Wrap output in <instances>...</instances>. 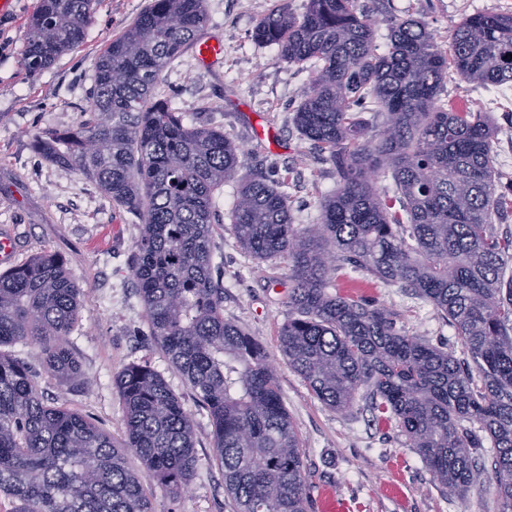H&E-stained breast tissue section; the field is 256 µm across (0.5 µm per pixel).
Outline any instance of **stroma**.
Masks as SVG:
<instances>
[{"mask_svg":"<svg viewBox=\"0 0 512 512\" xmlns=\"http://www.w3.org/2000/svg\"><path fill=\"white\" fill-rule=\"evenodd\" d=\"M38 0H17L14 14L0 15V230L11 234L19 262L46 252L60 254L80 284V314L68 341L81 362L82 379L51 378L41 350L8 346L24 359L48 402L92 417L113 436L123 431V404L113 376L132 362L148 363L191 415L199 469L187 490L171 494L152 487V512H234L215 459L211 422L183 376L151 335L129 267L139 225L75 171L47 161L32 148L34 136L76 126L89 105L91 64L112 36L122 32L149 0H101L97 21L77 51L49 68L28 74L22 59L27 23ZM272 0H206V32L224 39V58L200 66L194 53L167 71L180 90L179 107L193 112L217 105L216 122L242 145L244 168L282 176L291 215L314 223L319 202L337 187L336 170L303 140L293 114L308 86V72L287 66L276 49L258 48L250 34ZM374 22L378 44L389 23L413 16L428 24L438 48L464 16L512 13V0H358ZM449 103L489 115L500 185L512 184V102L502 89L449 75L442 91ZM214 275L224 285V318L261 342L276 367L283 403L302 446L310 490L330 487L347 512H498L492 483L495 451L475 449L479 470L466 492L443 491L420 462L395 422L373 419L364 401L348 412L322 404L278 348V329L288 318L291 287L287 262H259L239 244L231 224L216 225ZM340 294H360L394 315L402 333L416 336L457 360L469 358L455 331L424 298L366 272L348 271L336 281Z\"/></svg>","mask_w":512,"mask_h":512,"instance_id":"1","label":"stroma"}]
</instances>
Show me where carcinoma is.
Returning <instances> with one entry per match:
<instances>
[{
	"instance_id": "cac0c4a2",
	"label": "carcinoma",
	"mask_w": 512,
	"mask_h": 512,
	"mask_svg": "<svg viewBox=\"0 0 512 512\" xmlns=\"http://www.w3.org/2000/svg\"><path fill=\"white\" fill-rule=\"evenodd\" d=\"M99 0H39L25 69L40 73L79 49ZM205 0H150L91 68L89 106L74 128L36 135L34 151L93 182L140 224L131 278L152 336L208 413L224 491L236 512H306L301 444L265 347L224 320L213 277L216 194L239 184L229 221L241 246L291 271L288 320L278 333L289 366L339 412L358 393L378 420H395L433 479L462 494L473 449L496 448L493 489L512 512V234L492 215L512 208L498 191L494 129L480 112L441 99L453 69L483 86L512 83V14L465 17L443 54L427 25L393 20L386 50L358 0H308L303 13L275 0L251 37L311 74L294 112L301 137L336 167L338 186L316 223H292L288 185L242 170V147L205 104L189 116L162 74L194 49ZM384 115L381 126L361 118ZM391 180L393 196L379 193ZM409 288L432 303L472 365L396 329L393 314L328 291L346 268ZM81 287L46 253L0 272V348L40 347L50 377L77 379L67 337ZM123 437L43 398L27 363L0 352V496L14 512H151L147 485L171 493L197 468L193 420L153 367L113 376ZM143 466L127 467L125 452Z\"/></svg>"
}]
</instances>
